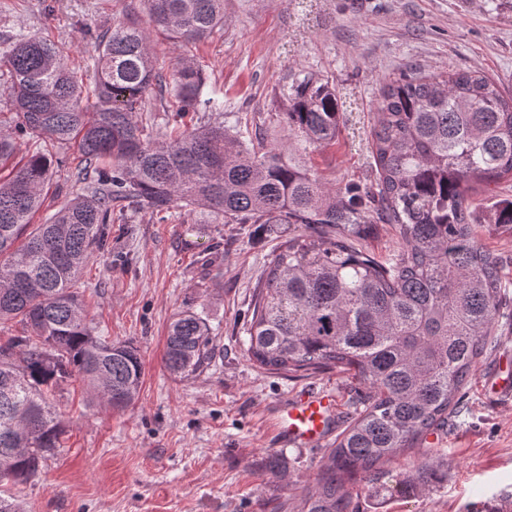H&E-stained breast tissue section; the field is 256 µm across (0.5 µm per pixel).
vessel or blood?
<instances>
[{"label": "vessel or blood", "mask_w": 512, "mask_h": 512, "mask_svg": "<svg viewBox=\"0 0 512 512\" xmlns=\"http://www.w3.org/2000/svg\"><path fill=\"white\" fill-rule=\"evenodd\" d=\"M337 402L329 392H304L294 396L279 421L278 433L299 446L322 445L332 428Z\"/></svg>", "instance_id": "1"}]
</instances>
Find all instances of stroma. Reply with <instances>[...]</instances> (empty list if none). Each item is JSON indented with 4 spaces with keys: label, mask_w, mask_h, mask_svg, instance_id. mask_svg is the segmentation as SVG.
<instances>
[{
    "label": "stroma",
    "mask_w": 512,
    "mask_h": 512,
    "mask_svg": "<svg viewBox=\"0 0 512 512\" xmlns=\"http://www.w3.org/2000/svg\"><path fill=\"white\" fill-rule=\"evenodd\" d=\"M147 22L143 0H0V33L53 38L79 71L97 55L86 30L127 16ZM208 79L206 97L223 112L198 106L202 122L245 118L249 131L284 142L280 114L288 88L314 74L346 103L335 145L308 151L312 172L329 188L375 182L368 141L380 90L406 76L478 70L512 92V0H224V29L194 49ZM69 154L55 174L43 223L81 191ZM495 199L469 194L472 223L512 282V224L491 223L494 200H512V180ZM287 225L254 236L249 224H205L176 208L166 217L127 213L112 226V252L98 255L78 288L100 335L138 347L139 395L116 409L71 379L54 391L65 424L62 444L40 475L0 484L24 512H273L299 502L313 486L325 447H299L277 434L285 401L303 390L328 391L347 412L359 384L337 368L307 376L271 373L245 353L243 332L263 266L287 240ZM203 313L217 356L188 380L164 364L169 323ZM478 366L465 407L440 437L428 487L385 503L359 493L360 512H512V324ZM280 474L271 477L269 458Z\"/></svg>",
    "instance_id": "35a3bbf8"
}]
</instances>
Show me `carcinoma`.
<instances>
[{
	"instance_id": "carcinoma-1",
	"label": "carcinoma",
	"mask_w": 512,
	"mask_h": 512,
	"mask_svg": "<svg viewBox=\"0 0 512 512\" xmlns=\"http://www.w3.org/2000/svg\"><path fill=\"white\" fill-rule=\"evenodd\" d=\"M147 5L151 27L130 18L96 35L89 74L46 36L16 37L0 54L15 114L0 113V323L18 318L27 328L0 344V474L27 482L60 448L50 388L77 377L114 408L134 403L139 350L96 335L75 283L127 210L182 208L210 224L292 228L264 264L246 355L272 373L338 368L363 387L316 483L297 507L282 502L274 512H356V484L385 500L430 483L428 465L393 472L385 464L448 426L512 310L501 261L479 242L467 201L472 183L512 179V97L477 71L385 84L371 140L375 184L341 194L297 155L335 141L342 122L336 90L312 77L288 89L282 116L294 140H245L222 122L185 121L206 86L185 58L173 86L175 126L167 141H153L138 119L150 90L166 86L153 35L204 42L224 29V0ZM55 147L76 151L82 193L34 224L64 163ZM375 213L401 241L389 265L355 243ZM214 354L201 314L170 323L171 374L201 373Z\"/></svg>"
}]
</instances>
